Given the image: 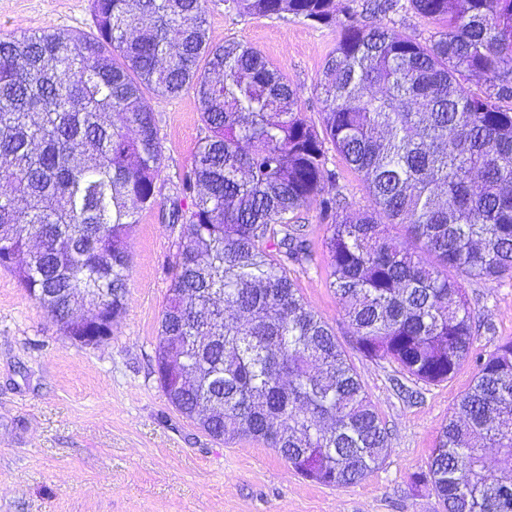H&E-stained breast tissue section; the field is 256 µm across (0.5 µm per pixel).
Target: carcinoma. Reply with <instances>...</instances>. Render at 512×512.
I'll return each instance as SVG.
<instances>
[{"instance_id": "1", "label": "carcinoma", "mask_w": 512, "mask_h": 512, "mask_svg": "<svg viewBox=\"0 0 512 512\" xmlns=\"http://www.w3.org/2000/svg\"><path fill=\"white\" fill-rule=\"evenodd\" d=\"M224 7L340 29L319 122L257 48L212 44L207 0H91L90 35L0 38V267L64 336H111L127 310V239L160 193L163 143L145 93L190 88L204 137L170 199L183 244L155 345L169 402L213 439L262 443L322 485L384 462L374 405L290 276L313 262L301 215L314 205L359 352L428 384L475 357L461 416L415 481L442 512H512V472L485 452L512 458V339L473 355L475 312L446 273L512 279V0ZM403 11L435 25L428 39L377 24ZM331 149L370 195L352 220Z\"/></svg>"}]
</instances>
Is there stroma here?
I'll use <instances>...</instances> for the list:
<instances>
[{
  "instance_id": "1",
  "label": "stroma",
  "mask_w": 512,
  "mask_h": 512,
  "mask_svg": "<svg viewBox=\"0 0 512 512\" xmlns=\"http://www.w3.org/2000/svg\"><path fill=\"white\" fill-rule=\"evenodd\" d=\"M213 43L253 45L301 89L318 120L315 91L337 27L293 19L241 18L208 0ZM52 27L94 30L91 0H0V38ZM164 140L158 205L129 239L127 311L110 339L83 345L13 273L0 269V512H442L425 470L441 427L476 372L448 381L399 377L359 353L327 282L324 260L291 272L306 302L335 333L388 433L384 463L361 481L329 488L303 478L273 449L251 440L219 443L167 400L154 373V345L180 241L161 218L203 137L192 90L149 98ZM480 330L476 352L512 339V280L463 281Z\"/></svg>"
}]
</instances>
